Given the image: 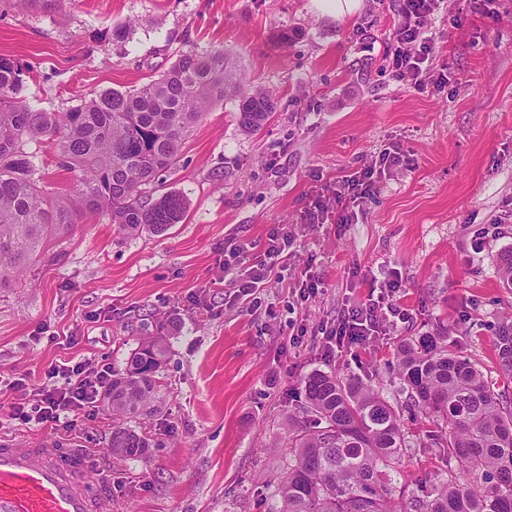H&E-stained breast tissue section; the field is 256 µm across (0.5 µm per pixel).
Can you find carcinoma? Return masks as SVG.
<instances>
[{"label": "carcinoma", "instance_id": "obj_1", "mask_svg": "<svg viewBox=\"0 0 512 512\" xmlns=\"http://www.w3.org/2000/svg\"><path fill=\"white\" fill-rule=\"evenodd\" d=\"M23 75L19 62L0 57V288L11 287L10 277L83 213L105 212L129 235L182 223L185 197L153 194L188 132L230 95L249 133L277 107L264 88H243L222 49L185 51L139 88L106 89L66 112L32 106L22 95ZM31 143L53 150L58 168L79 173L69 192L41 185ZM495 351L512 379V321L499 327ZM168 353L166 337L146 336L124 371L112 374L105 399L114 457H140L149 448L127 419L152 403ZM396 358L405 407L436 427L445 475L411 491L399 483L393 473L407 449L401 408L370 380L315 371L302 379L304 403L288 438L276 512H512V398L458 354L446 329L400 340Z\"/></svg>", "mask_w": 512, "mask_h": 512}]
</instances>
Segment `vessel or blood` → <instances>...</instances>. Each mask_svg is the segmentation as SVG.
Listing matches in <instances>:
<instances>
[{"label":"vessel or blood","mask_w":512,"mask_h":512,"mask_svg":"<svg viewBox=\"0 0 512 512\" xmlns=\"http://www.w3.org/2000/svg\"><path fill=\"white\" fill-rule=\"evenodd\" d=\"M86 458L54 457L53 447L0 439V512H101L104 503L90 499L73 472Z\"/></svg>","instance_id":"b4317fda"}]
</instances>
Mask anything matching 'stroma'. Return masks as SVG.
I'll list each match as a JSON object with an SVG mask.
<instances>
[{
    "instance_id": "35a3bbf8",
    "label": "stroma",
    "mask_w": 512,
    "mask_h": 512,
    "mask_svg": "<svg viewBox=\"0 0 512 512\" xmlns=\"http://www.w3.org/2000/svg\"><path fill=\"white\" fill-rule=\"evenodd\" d=\"M459 7V18L442 8L430 24L448 81L419 91L389 67L393 0H361L345 18L318 0H45L23 10L0 0V56L23 64L25 95L45 111L137 88L192 47L224 49L244 81L278 102L257 134L241 129L230 98L196 125L164 179L188 201L183 223L128 235L107 214L85 215L48 242L61 261L37 253L0 289V438L64 455L92 449L86 489L98 495L109 481L111 512H274L304 375H371L399 404V340L445 328L497 377L495 330L512 317V288L499 274L512 250V0L489 14L471 0ZM123 25L129 37L114 40ZM392 146L405 162L352 223L305 222L316 196L335 206L339 180ZM277 225L295 232L296 253L254 310L224 279V240L260 246ZM308 273L321 280L318 294L291 306ZM395 278L408 321L360 346L326 348L321 327ZM157 332L170 354L156 401L129 422L153 442L145 456H101L112 440L103 408L70 431L15 420L17 380L41 383L61 362L123 371ZM402 421L413 447L401 474L414 483L442 470L423 419Z\"/></svg>"
}]
</instances>
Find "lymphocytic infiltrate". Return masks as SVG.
I'll return each mask as SVG.
<instances>
[{
  "label": "lymphocytic infiltrate",
  "instance_id": "obj_1",
  "mask_svg": "<svg viewBox=\"0 0 512 512\" xmlns=\"http://www.w3.org/2000/svg\"><path fill=\"white\" fill-rule=\"evenodd\" d=\"M399 2L398 21L392 32L397 43L391 63L394 72L410 77L419 91L446 82L447 67L432 66L435 46L427 25L441 0ZM401 160L399 151L387 150L371 164L345 176L336 191L337 215H330L317 200L308 211L310 223L323 224L331 218L340 224L347 222L350 210L374 194L382 176ZM294 245L293 235L276 226L270 229L265 247L260 251L251 243L229 239L224 245V272L231 277L236 297L249 298L266 288L276 270L287 265ZM400 289L399 280H392L386 294L347 308L330 331L337 345L366 343L370 337L378 335L383 324L405 320L406 313L396 299ZM45 375L61 379L62 384L51 389L42 384L30 386L26 397L15 407V417L23 423L71 429L69 413L80 411L85 417H94L97 403L112 383V368L107 364L95 367L82 362L53 364Z\"/></svg>",
  "mask_w": 512,
  "mask_h": 512
}]
</instances>
